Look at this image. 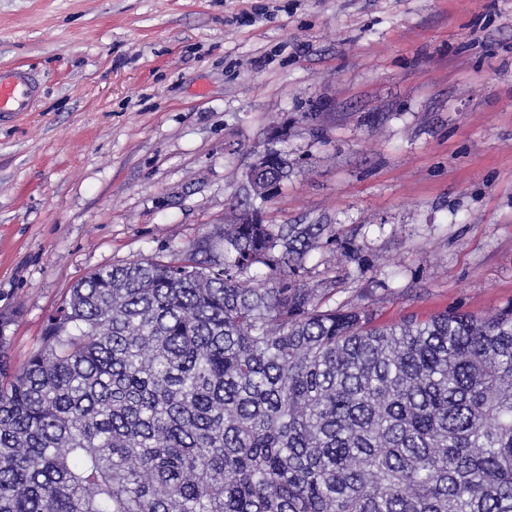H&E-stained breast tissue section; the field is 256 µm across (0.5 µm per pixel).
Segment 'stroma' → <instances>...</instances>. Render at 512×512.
I'll use <instances>...</instances> for the list:
<instances>
[{"instance_id": "1", "label": "stroma", "mask_w": 512, "mask_h": 512, "mask_svg": "<svg viewBox=\"0 0 512 512\" xmlns=\"http://www.w3.org/2000/svg\"><path fill=\"white\" fill-rule=\"evenodd\" d=\"M0 311L20 359L91 271L168 258L252 204L329 224L314 279L384 323L512 306V0H0ZM363 245V269L340 242ZM39 90L35 76L18 67L0 69V123L10 122L17 113L28 112Z\"/></svg>"}]
</instances>
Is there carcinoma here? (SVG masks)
Masks as SVG:
<instances>
[{
	"mask_svg": "<svg viewBox=\"0 0 512 512\" xmlns=\"http://www.w3.org/2000/svg\"><path fill=\"white\" fill-rule=\"evenodd\" d=\"M260 213L85 276L18 365L0 312V512H512V309L330 307L331 226Z\"/></svg>",
	"mask_w": 512,
	"mask_h": 512,
	"instance_id": "obj_1",
	"label": "carcinoma"
}]
</instances>
